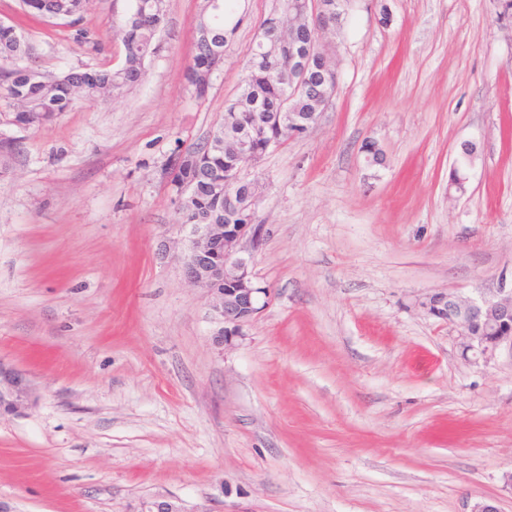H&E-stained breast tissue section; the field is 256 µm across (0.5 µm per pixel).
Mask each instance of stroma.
I'll list each match as a JSON object with an SVG mask.
<instances>
[{
	"mask_svg": "<svg viewBox=\"0 0 512 512\" xmlns=\"http://www.w3.org/2000/svg\"><path fill=\"white\" fill-rule=\"evenodd\" d=\"M237 3L204 97L185 79L203 0H166L129 93L34 129L0 102V359L34 392L0 415V512H512V352L465 360L415 304L512 287V19L501 0H348L324 36L330 106L247 171L268 295L225 347L167 172L240 91L273 2ZM128 10L52 24L0 0L54 74L121 66Z\"/></svg>",
	"mask_w": 512,
	"mask_h": 512,
	"instance_id": "stroma-1",
	"label": "stroma"
}]
</instances>
